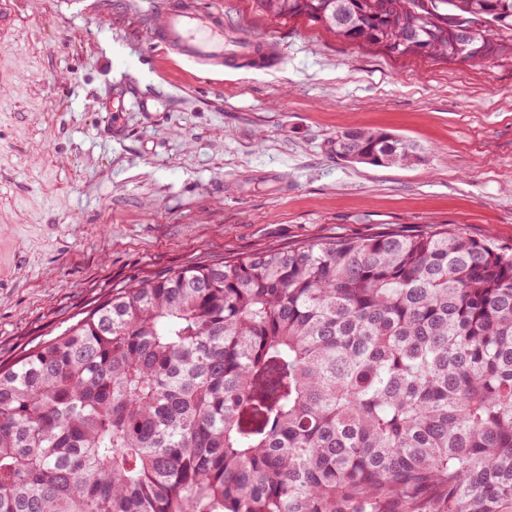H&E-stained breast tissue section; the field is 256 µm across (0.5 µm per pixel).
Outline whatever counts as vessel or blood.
<instances>
[{
  "label": "vessel or blood",
  "mask_w": 512,
  "mask_h": 512,
  "mask_svg": "<svg viewBox=\"0 0 512 512\" xmlns=\"http://www.w3.org/2000/svg\"><path fill=\"white\" fill-rule=\"evenodd\" d=\"M153 37L176 55L205 65L232 66L242 59L258 63L270 54L266 44L253 38L225 42L223 13L200 8L196 0H164Z\"/></svg>",
  "instance_id": "1"
}]
</instances>
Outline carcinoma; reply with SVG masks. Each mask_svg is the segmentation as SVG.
Masks as SVG:
<instances>
[{"mask_svg": "<svg viewBox=\"0 0 512 512\" xmlns=\"http://www.w3.org/2000/svg\"><path fill=\"white\" fill-rule=\"evenodd\" d=\"M255 4L390 56L512 60V0ZM325 148L425 161L381 129ZM0 512H512V249L390 230L113 289L0 364Z\"/></svg>", "mask_w": 512, "mask_h": 512, "instance_id": "1", "label": "carcinoma"}]
</instances>
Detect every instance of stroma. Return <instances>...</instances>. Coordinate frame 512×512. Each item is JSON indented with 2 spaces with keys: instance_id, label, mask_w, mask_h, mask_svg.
<instances>
[{
  "instance_id": "1",
  "label": "stroma",
  "mask_w": 512,
  "mask_h": 512,
  "mask_svg": "<svg viewBox=\"0 0 512 512\" xmlns=\"http://www.w3.org/2000/svg\"><path fill=\"white\" fill-rule=\"evenodd\" d=\"M276 48L210 69L155 44L161 0H0V363L132 280L392 229L512 248V64L392 57L254 0H197ZM422 165L329 155L352 127Z\"/></svg>"
}]
</instances>
